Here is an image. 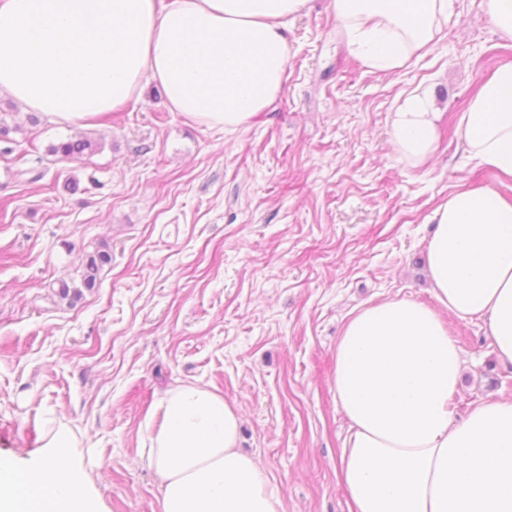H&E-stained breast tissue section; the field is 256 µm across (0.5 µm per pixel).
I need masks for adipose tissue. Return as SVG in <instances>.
<instances>
[{
	"instance_id": "adipose-tissue-1",
	"label": "adipose tissue",
	"mask_w": 512,
	"mask_h": 512,
	"mask_svg": "<svg viewBox=\"0 0 512 512\" xmlns=\"http://www.w3.org/2000/svg\"><path fill=\"white\" fill-rule=\"evenodd\" d=\"M310 0H0V96L62 124L94 125L162 85L171 111L225 129L251 125L288 80V25ZM450 0H329L347 45L394 71L440 39ZM437 113L409 95L391 122L417 165L436 150ZM464 147L512 175V64L483 82L460 118ZM427 272L434 305L389 299L359 310L336 344L334 387L349 422L337 465L352 512H512V400L456 417L461 354L442 317L484 318L512 363V201L466 187L434 211ZM236 404L172 388L143 454L163 512H283L255 456L239 447ZM80 443L44 437L29 481L0 458V512H101Z\"/></svg>"
}]
</instances>
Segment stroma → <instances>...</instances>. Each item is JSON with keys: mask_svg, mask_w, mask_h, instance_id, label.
<instances>
[{"mask_svg": "<svg viewBox=\"0 0 512 512\" xmlns=\"http://www.w3.org/2000/svg\"><path fill=\"white\" fill-rule=\"evenodd\" d=\"M283 92L250 127L191 123L150 82L142 99L83 129L0 118V457L36 464L62 424L93 465L103 512H162L141 459L168 391L192 383L242 409L241 446L284 512H350L336 476L346 420L333 384L336 340L358 309L434 298L425 250L433 210L461 186L512 200V177L465 153L458 122L477 85L512 63V39L483 0H452L446 35L407 69L352 54L328 0L288 30ZM439 112L438 149L416 166L391 143L412 91ZM87 134L100 151L58 159ZM41 169L36 183L19 171ZM108 246L97 288L60 301L87 254ZM462 358L457 415L512 400L480 316L445 312Z\"/></svg>", "mask_w": 512, "mask_h": 512, "instance_id": "obj_1", "label": "stroma"}]
</instances>
